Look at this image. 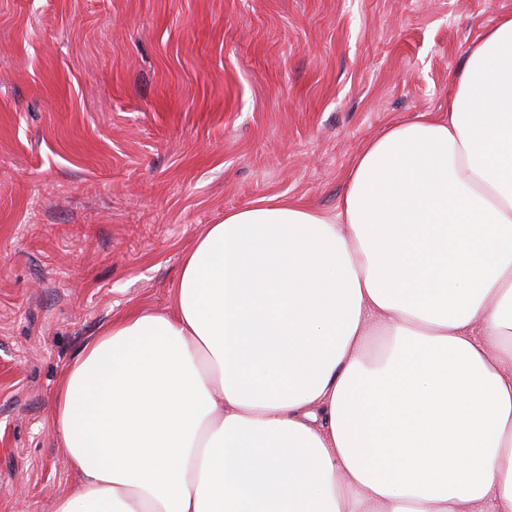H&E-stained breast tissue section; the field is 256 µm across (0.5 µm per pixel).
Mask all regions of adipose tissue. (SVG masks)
<instances>
[{"label":"adipose tissue","mask_w":512,"mask_h":512,"mask_svg":"<svg viewBox=\"0 0 512 512\" xmlns=\"http://www.w3.org/2000/svg\"><path fill=\"white\" fill-rule=\"evenodd\" d=\"M344 184L225 212L85 344L52 512H512L511 15Z\"/></svg>","instance_id":"1"}]
</instances>
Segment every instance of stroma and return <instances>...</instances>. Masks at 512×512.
Returning <instances> with one entry per match:
<instances>
[{
  "instance_id": "stroma-1",
  "label": "stroma",
  "mask_w": 512,
  "mask_h": 512,
  "mask_svg": "<svg viewBox=\"0 0 512 512\" xmlns=\"http://www.w3.org/2000/svg\"><path fill=\"white\" fill-rule=\"evenodd\" d=\"M512 0H0V512L74 477L47 423L112 320L270 197L335 214L394 124L448 114Z\"/></svg>"
}]
</instances>
